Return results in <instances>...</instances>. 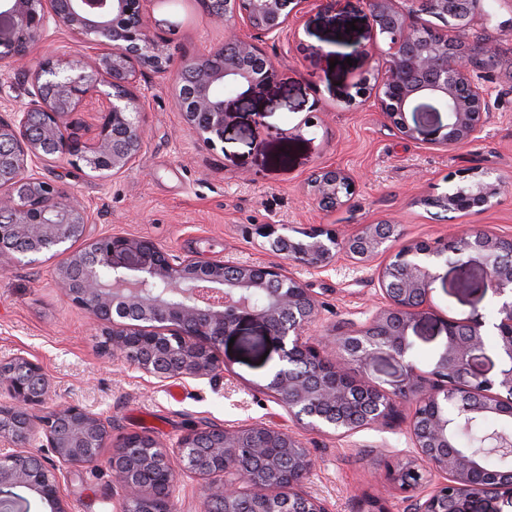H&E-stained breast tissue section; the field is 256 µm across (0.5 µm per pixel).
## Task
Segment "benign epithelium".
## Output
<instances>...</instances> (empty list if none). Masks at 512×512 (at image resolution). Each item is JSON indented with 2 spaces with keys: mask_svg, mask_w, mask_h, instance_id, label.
Segmentation results:
<instances>
[{
  "mask_svg": "<svg viewBox=\"0 0 512 512\" xmlns=\"http://www.w3.org/2000/svg\"><path fill=\"white\" fill-rule=\"evenodd\" d=\"M157 0H4L0 14L10 19L11 57L24 59L38 41L66 30L101 48L92 64L52 56L27 72L25 101L4 100L9 117L0 115V257L31 258L45 252L66 255L54 275L61 297L90 314L101 326V351L120 357L148 377L203 378L214 370L224 338L246 322L262 326L278 344L283 358L318 366L306 379L281 368L268 388L288 414L304 428L348 438L368 428L404 421L415 452L389 469L390 479L408 493L406 512H470L477 500L512 506V472L483 467L478 458L455 448L449 436L460 397L467 409L490 418L512 421V264L497 257L512 250V236L475 228L453 239L413 242L379 268L385 305L362 325H351L322 345L308 335L318 313L315 295L286 274L283 264H227L199 255H176L152 241L134 236H91V210L64 193L39 172L50 156L83 164L93 172L119 174L134 165L142 151L145 127L140 121L141 96L130 91L144 69L175 76V101L190 134L208 142L224 139L228 109L225 96L238 87L267 84L276 67L255 43V36L278 37L308 0H199L208 14L230 25L224 44L212 55L177 59L149 24L146 5ZM417 11L443 27L421 28L407 22L397 0H365L376 34L388 41L383 73L374 98L380 112L408 138L417 128L406 113H448L439 144L452 148L473 140L490 110L489 90L479 70L490 66L496 49L481 44L463 50L448 41V26L464 30L483 0H412ZM110 101L96 141L88 144L76 120L88 93ZM308 186L327 210L351 199L350 175L322 166ZM503 182L475 175L460 187L431 200L450 211L486 205ZM305 242L268 225L270 250L293 264L326 269L342 251L364 262L399 236L391 220L364 224L340 237L319 224L304 232ZM81 247H75V244ZM455 250L479 260L482 290L501 298V316L492 328L479 315L450 319L446 342L434 367L421 372L410 362L393 390L366 379H354L349 365L365 364L381 353L405 359L407 333L422 308L429 305L435 260ZM112 279L103 277L105 269ZM267 290L264 306L249 296ZM497 336L503 367L494 379L472 370L474 353L484 336ZM50 392L42 365L18 354L0 361V512H24L8 499L11 489L36 492L50 512H67L65 483L70 470L94 464L111 438L110 424L79 406L34 413ZM50 449L45 466L28 451L32 437ZM120 448L138 447L128 458L112 453L111 466L120 490V512H174L172 487L177 473L199 480L206 512H237L243 495L255 498V512H329L324 501L304 492L314 459L296 433L265 423L237 429L197 426L183 434L169 452L149 435L130 433ZM155 466L160 478L143 485L139 472Z\"/></svg>",
  "mask_w": 512,
  "mask_h": 512,
  "instance_id": "benign-epithelium-1",
  "label": "benign epithelium"
}]
</instances>
